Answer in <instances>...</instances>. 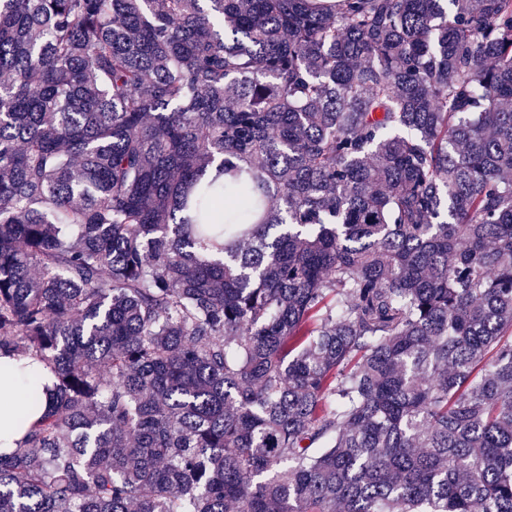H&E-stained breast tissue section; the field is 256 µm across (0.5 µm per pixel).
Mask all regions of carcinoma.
<instances>
[{
	"instance_id": "obj_1",
	"label": "carcinoma",
	"mask_w": 512,
	"mask_h": 512,
	"mask_svg": "<svg viewBox=\"0 0 512 512\" xmlns=\"http://www.w3.org/2000/svg\"><path fill=\"white\" fill-rule=\"evenodd\" d=\"M0 512H512V0H0ZM29 367L20 368V362L9 355H0V390L8 389L16 394L15 402L0 407V453L13 452L24 437L30 425L42 413V389L45 383L51 385V378L36 357H29ZM24 390L32 391L39 397L34 405L22 400Z\"/></svg>"
}]
</instances>
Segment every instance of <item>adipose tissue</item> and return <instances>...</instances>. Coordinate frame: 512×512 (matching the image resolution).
<instances>
[{"mask_svg": "<svg viewBox=\"0 0 512 512\" xmlns=\"http://www.w3.org/2000/svg\"><path fill=\"white\" fill-rule=\"evenodd\" d=\"M49 375L37 358H30L28 368L9 355H0V389L5 388L16 395L14 403L0 408V453L13 452L30 425L42 413V407L22 400L23 391L41 392Z\"/></svg>", "mask_w": 512, "mask_h": 512, "instance_id": "1", "label": "adipose tissue"}]
</instances>
